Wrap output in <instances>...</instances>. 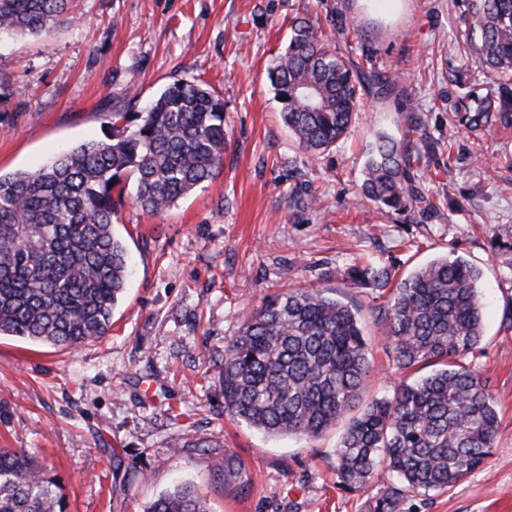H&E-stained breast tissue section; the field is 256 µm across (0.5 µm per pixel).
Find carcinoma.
<instances>
[{
    "mask_svg": "<svg viewBox=\"0 0 512 512\" xmlns=\"http://www.w3.org/2000/svg\"><path fill=\"white\" fill-rule=\"evenodd\" d=\"M71 0H0V35L48 36L72 22ZM471 31L456 41L462 65L452 108L479 134L512 128V0H472ZM499 80L480 95L471 64ZM285 125L305 152L329 149L347 134L361 99L408 94L400 76L359 71L315 24L296 19L288 46L269 70ZM224 100L198 82L177 80L139 111L116 109L104 138L75 146L34 172L0 174V335L75 348L105 336L129 268L112 217L134 177L133 202L163 214L224 166ZM411 140L378 134L361 195L388 213L424 201L412 170ZM354 283L385 288L391 272L353 266ZM480 272L457 256L435 259L392 288L384 309L394 370L432 368L400 381L352 418L336 446L339 482L364 487L377 467L411 492L455 486L493 448L499 428L487 381L464 356L483 336ZM371 369L357 313L317 288L266 299L245 318L216 367L224 410L269 435L316 439L354 407ZM0 512H64L57 478L25 448H0ZM147 512H208L191 485L179 484Z\"/></svg>",
    "mask_w": 512,
    "mask_h": 512,
    "instance_id": "1",
    "label": "carcinoma"
}]
</instances>
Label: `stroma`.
<instances>
[{"label":"stroma","instance_id":"1","mask_svg":"<svg viewBox=\"0 0 512 512\" xmlns=\"http://www.w3.org/2000/svg\"><path fill=\"white\" fill-rule=\"evenodd\" d=\"M71 12L75 23L50 36L0 38L14 89L0 100L1 174L103 139L114 106L140 109L177 79L223 98L227 149L218 177L166 213L129 197L119 207L131 264L106 336L75 350L0 337V448L47 464L65 512H146L180 481L210 512H512V129L453 128L448 75L469 0H405L395 17L366 0H72ZM295 17L339 36L362 68L402 77L423 120L414 176L426 208L387 214L359 195L375 131L408 136L392 101L365 98L322 154L296 147L268 79ZM452 253L482 274L484 336L464 362L500 418L490 455L456 486L413 493L381 467L351 491L336 477L339 429L309 442L225 413L213 362L247 313L293 288L358 310L373 365L363 397L391 395L388 294L343 271L371 262L404 277Z\"/></svg>","mask_w":512,"mask_h":512}]
</instances>
